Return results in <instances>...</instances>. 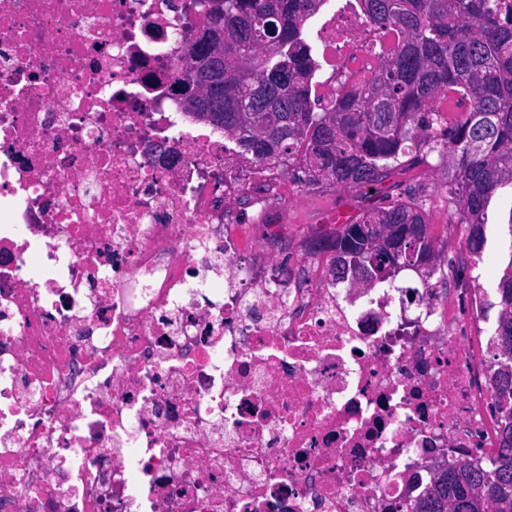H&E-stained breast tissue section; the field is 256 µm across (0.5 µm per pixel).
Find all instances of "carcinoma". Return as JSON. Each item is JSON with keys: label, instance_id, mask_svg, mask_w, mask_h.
Returning a JSON list of instances; mask_svg holds the SVG:
<instances>
[{"label": "carcinoma", "instance_id": "obj_1", "mask_svg": "<svg viewBox=\"0 0 512 512\" xmlns=\"http://www.w3.org/2000/svg\"><path fill=\"white\" fill-rule=\"evenodd\" d=\"M208 27L189 46L182 105L224 130L244 155L266 164L301 160L312 183L373 186L425 150L444 154L454 180L448 212L464 214L468 245L480 250L493 197L512 189V0H363L369 21L401 36L377 71L343 88L336 107L310 98L312 45L306 21L321 0H209ZM223 42V101L196 94L215 78L209 46ZM461 106L442 118L438 101ZM273 113L269 150L250 149L253 128L239 121ZM336 263L386 282L429 261L433 244L416 198L406 196L344 225L330 243ZM497 336L512 358V261L498 283ZM504 448L483 467L460 462L433 476L416 512H512V402L497 407Z\"/></svg>", "mask_w": 512, "mask_h": 512}]
</instances>
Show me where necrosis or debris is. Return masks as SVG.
Wrapping results in <instances>:
<instances>
[{
	"label": "necrosis or debris",
	"mask_w": 512,
	"mask_h": 512,
	"mask_svg": "<svg viewBox=\"0 0 512 512\" xmlns=\"http://www.w3.org/2000/svg\"><path fill=\"white\" fill-rule=\"evenodd\" d=\"M310 96L398 35L316 18ZM193 0H0V512H389L500 446L479 254L412 281L282 264L225 200L234 164L181 104ZM165 145L163 163L147 150Z\"/></svg>",
	"instance_id": "1"
}]
</instances>
